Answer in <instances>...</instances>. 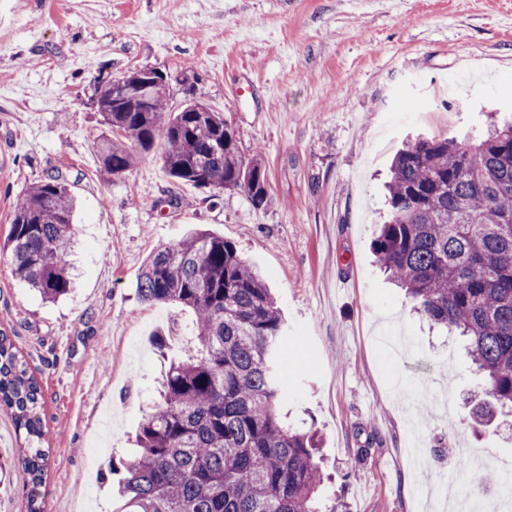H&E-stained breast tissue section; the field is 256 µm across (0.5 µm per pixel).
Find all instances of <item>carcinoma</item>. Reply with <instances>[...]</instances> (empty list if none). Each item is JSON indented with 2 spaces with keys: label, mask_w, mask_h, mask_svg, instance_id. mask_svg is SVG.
I'll list each match as a JSON object with an SVG mask.
<instances>
[{
  "label": "carcinoma",
  "mask_w": 512,
  "mask_h": 512,
  "mask_svg": "<svg viewBox=\"0 0 512 512\" xmlns=\"http://www.w3.org/2000/svg\"><path fill=\"white\" fill-rule=\"evenodd\" d=\"M182 86L144 91L149 111L132 112L124 90L138 72L95 85L93 103L112 136L97 143L104 169L128 173L162 136L160 159L176 183L217 196L245 192L261 207L267 172L246 155L233 127ZM385 203L388 220L372 240L378 264L405 290L413 311L467 341L482 375L471 418L487 425L512 414V122L478 140L418 137L394 156ZM75 196L66 181L40 180L17 199L0 243L12 274L47 301L66 295L65 257L74 242ZM140 300L192 312L191 341L169 361L159 400L140 423L138 450L112 461L119 480L115 512H320L324 476L319 433L286 423L275 365L284 321L261 271L224 237L195 229L152 253L137 283ZM0 407L24 435L21 461L32 485L46 472L43 397L10 337L0 335Z\"/></svg>",
  "instance_id": "carcinoma-1"
}]
</instances>
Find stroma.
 <instances>
[{"mask_svg":"<svg viewBox=\"0 0 512 512\" xmlns=\"http://www.w3.org/2000/svg\"><path fill=\"white\" fill-rule=\"evenodd\" d=\"M142 68L187 72L242 149H261L264 206L174 183L154 151L121 176L102 168L94 83ZM246 82L254 99L235 98ZM486 105L512 114V0H0V239L33 182L62 176L78 201L67 297L43 301L0 260V329L40 384L49 452L31 486L0 409V512H21L31 490L45 512H114L104 474L134 448L191 321L142 302L137 280L195 224L262 269L288 323L280 411L319 432L323 503L452 512L468 499L478 486L456 446L499 467L512 427L472 430L479 377L463 340L412 314L370 243L396 150L483 132Z\"/></svg>","mask_w":512,"mask_h":512,"instance_id":"obj_1","label":"stroma"}]
</instances>
